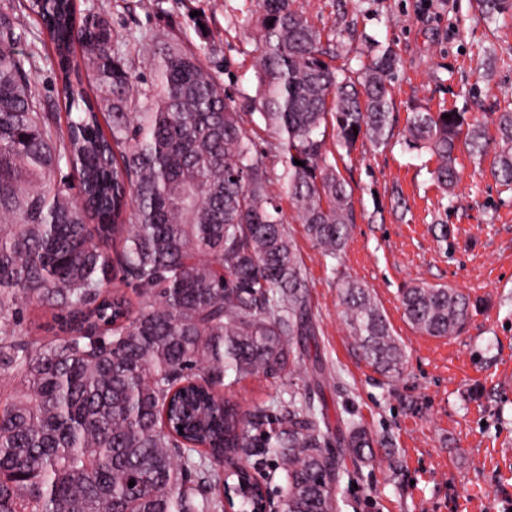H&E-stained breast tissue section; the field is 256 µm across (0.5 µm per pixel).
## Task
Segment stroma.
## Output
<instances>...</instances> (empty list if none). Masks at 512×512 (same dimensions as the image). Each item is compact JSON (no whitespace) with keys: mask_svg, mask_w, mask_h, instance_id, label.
Masks as SVG:
<instances>
[{"mask_svg":"<svg viewBox=\"0 0 512 512\" xmlns=\"http://www.w3.org/2000/svg\"><path fill=\"white\" fill-rule=\"evenodd\" d=\"M332 44L329 64L361 70L370 43L393 49L394 137L358 140L330 153L349 183L355 222L337 258L323 256L281 184H273L305 270L314 336L304 363L321 361L314 394L341 453L337 512H512V190L491 175L492 155L457 153L453 190L432 176L423 150L402 141L416 112L453 109L495 134L497 112L512 109V15L489 20L475 0H296ZM78 17L102 11L127 52L136 81L152 78L150 36L188 46L208 31L206 62L225 91L254 94V0H76ZM33 73L49 111L65 115L48 38L37 42ZM447 232H440V225ZM369 288L399 341L404 361L388 377L365 360L351 336L339 293L343 281ZM416 284L457 289L478 306L456 336H426L406 321L399 297ZM288 384L263 376L229 393L242 410L273 406ZM378 444L373 455L345 453L351 424Z\"/></svg>","mask_w":512,"mask_h":512,"instance_id":"stroma-1","label":"stroma"}]
</instances>
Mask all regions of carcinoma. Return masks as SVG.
<instances>
[{"label":"carcinoma","instance_id":"1","mask_svg":"<svg viewBox=\"0 0 512 512\" xmlns=\"http://www.w3.org/2000/svg\"><path fill=\"white\" fill-rule=\"evenodd\" d=\"M476 2L491 19L512 10V0ZM26 11L54 45L64 127L32 80ZM256 25V93L243 105L204 63V35L193 48L154 39L152 81L135 86L102 16L79 24L74 0H0V374L15 382L0 392V512H224L231 477L249 512L246 461L257 455L284 474L285 512H335L339 460L311 386L291 389L274 414L244 413L224 394L258 374L297 378L299 341L315 335L255 135L275 139L278 181L310 238L336 256L354 205L326 140L347 151L361 138L389 144L399 60L376 43L357 76L331 66L295 0H257ZM448 114L416 112L404 133L437 158L438 184H454L464 134L472 153L494 147L491 174L512 189V112L498 113L493 145L479 127L463 130L465 113ZM63 164L77 199L56 179ZM341 295L367 361L398 372L402 349L369 289L347 281ZM34 300L53 310L47 336L13 329ZM400 304L434 337L459 334L473 307L425 285ZM373 445L355 426L345 443L355 456Z\"/></svg>","mask_w":512,"mask_h":512}]
</instances>
